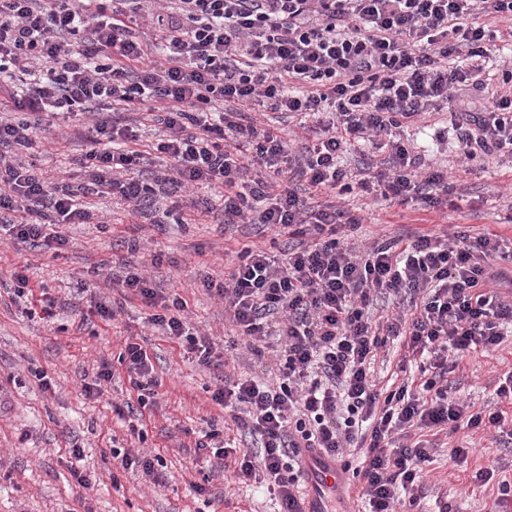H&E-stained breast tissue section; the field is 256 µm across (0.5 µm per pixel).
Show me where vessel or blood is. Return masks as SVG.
<instances>
[{
  "instance_id": "b4317fda",
  "label": "vessel or blood",
  "mask_w": 512,
  "mask_h": 512,
  "mask_svg": "<svg viewBox=\"0 0 512 512\" xmlns=\"http://www.w3.org/2000/svg\"><path fill=\"white\" fill-rule=\"evenodd\" d=\"M304 512H335L351 488L335 455L316 449L302 452Z\"/></svg>"
}]
</instances>
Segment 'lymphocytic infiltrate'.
Instances as JSON below:
<instances>
[{"label": "lymphocytic infiltrate", "mask_w": 512, "mask_h": 512, "mask_svg": "<svg viewBox=\"0 0 512 512\" xmlns=\"http://www.w3.org/2000/svg\"><path fill=\"white\" fill-rule=\"evenodd\" d=\"M142 21L158 28L159 43L135 31ZM496 38L512 42V0H0V226L59 251L62 225L97 223L90 196L134 215L168 183L223 189L225 223L262 224L293 244L277 255L244 246L223 281L204 282L252 352L275 347L279 374L272 383L228 378L211 396L259 451L216 431L197 448L236 456L241 478L262 476L280 512H301L302 449L352 448L367 512H397L416 503L437 435L505 427L502 411H469L444 380L449 362L504 343L512 276L489 231L357 246L337 234L361 222L341 198L447 205V170L425 167L403 132L466 91L482 108L475 132L457 136L465 159L477 148L512 153V82L486 69ZM460 52L464 63L449 64ZM251 104L313 119L316 142L292 151L245 114ZM60 114L88 117L89 149L80 183L50 186L23 153ZM146 121L162 127L149 148L134 132ZM366 143L387 159L348 174L340 158ZM120 285L199 365L219 362L183 299L157 312L158 294L134 266ZM381 296L398 310L378 320ZM397 337L421 364L387 388L371 364Z\"/></svg>", "instance_id": "1"}]
</instances>
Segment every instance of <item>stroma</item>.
Instances as JSON below:
<instances>
[{"label":"stroma","mask_w":512,"mask_h":512,"mask_svg":"<svg viewBox=\"0 0 512 512\" xmlns=\"http://www.w3.org/2000/svg\"><path fill=\"white\" fill-rule=\"evenodd\" d=\"M449 111L427 114L410 127L416 154L424 163L447 169L453 176L452 204L437 213L422 204L373 203L357 194L346 198L348 209L364 219L354 240L370 241L408 231H442L457 224L470 234L491 231L512 240V156L478 154L468 166L460 150ZM59 132L69 140H42L34 159L47 182L64 173H77V158L85 149L72 136L74 119L56 116ZM160 207L129 214L111 198L91 196L100 224H66L68 245L62 252L47 246L0 241V512H277L279 504L254 483L239 481L232 468L221 467L210 452L198 449L204 432L227 431L233 421L216 405L212 393L228 373L267 377L275 369L271 353L255 355L245 347L224 312V304L203 285L204 277L223 280L237 261L241 244L272 251L284 245L260 224L225 225L223 201L217 189L203 188L212 210L194 213L183 203V223H166L163 211L179 193L164 186ZM136 241V260L144 264L154 288L164 297L186 300L189 320L211 334L226 367L198 365L184 343L159 335L148 324L150 307L105 286L107 276H121L128 254L127 241ZM26 268L33 287L58 298L53 317H27L9 294L12 271ZM113 307L114 322L92 315L96 304ZM146 347L159 385L143 410V437L132 436L121 411L137 400L127 369L117 361L126 342ZM111 363L112 379L103 393L87 396L84 385L95 379L102 363ZM46 375L53 386L43 391L38 380ZM512 374V343L494 352L465 356L448 375V385L472 411L502 409L495 389ZM471 451L457 465L448 457L461 441ZM82 448L73 457L71 448ZM126 448L160 456V484L113 466L112 451ZM492 469L489 481L476 474ZM424 512H439L443 504L463 512H512V494L501 492L512 483V444L494 433L478 431L445 438L427 464ZM90 474L82 487L75 472Z\"/></svg>","instance_id":"1"}]
</instances>
